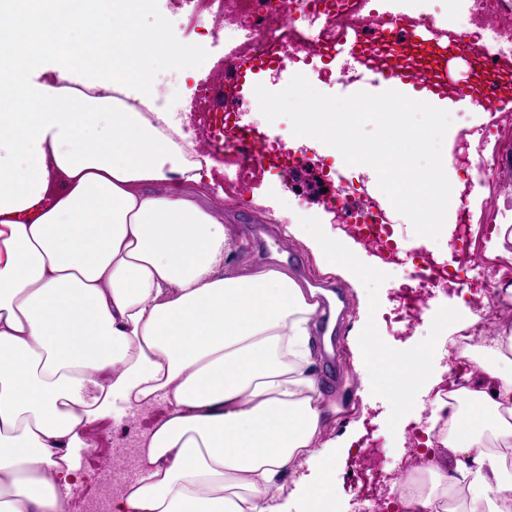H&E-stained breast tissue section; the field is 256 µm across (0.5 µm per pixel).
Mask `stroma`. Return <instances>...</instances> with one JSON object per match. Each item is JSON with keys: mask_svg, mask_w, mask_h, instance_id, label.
Wrapping results in <instances>:
<instances>
[{"mask_svg": "<svg viewBox=\"0 0 512 512\" xmlns=\"http://www.w3.org/2000/svg\"><path fill=\"white\" fill-rule=\"evenodd\" d=\"M159 22L164 25L169 44L191 42L202 54L195 77L182 83L177 103L168 107L182 133L194 142H201L209 115L220 104L216 89L224 75V41L195 25L189 10L170 12L166 0H153L150 9L139 16L137 25L149 28ZM202 87L208 93L200 104L195 92ZM239 108L243 122L263 129L272 139L290 142L292 150L302 151L305 162L285 172L275 169L264 173L254 182L250 194L240 198L224 189L223 156L211 154L212 183L197 199L214 213L234 240L224 260L226 272L288 271V263L280 256L266 261L257 259L249 229L251 225L261 224L278 234L285 225L292 224L296 233L288 247L309 269L307 278L300 280V287L327 282L338 287L346 299L339 329L333 335V342L341 351L337 366L339 381L325 389L334 411L322 429L320 440L329 447L335 512H352L353 489L363 479L355 466L363 443L369 439L376 441L381 464L391 471L401 464L406 452L407 426L413 422L432 423L434 399L430 384L445 378L451 367L447 351L438 347L437 340L453 336L463 324L469 295L463 291L436 294L422 322L411 328L389 323L387 315L394 306L402 274L378 268L372 254L344 231L335 204L325 191L326 186L351 182L383 209H391V202L378 187L375 171L366 165L341 163L335 149L321 141L295 140L288 118L268 121L256 110L252 98L242 100ZM447 109L453 123L443 143V164L450 183L464 177L465 159L473 160L481 154L491 163V187L484 196L468 200L477 230L473 248L483 255L489 267L512 266V243L507 244L506 254L486 252L493 225H512V137L481 146L471 135L474 128L492 124L505 111L483 110L464 101L448 104ZM318 228L327 230L344 250L355 254L358 269L354 275L325 272L320 253L308 244ZM395 232L404 249L425 247L443 264L457 259L452 247L454 219H446L435 241L415 235L408 219L401 215L395 218ZM368 338L378 341L380 355L365 364L361 356ZM360 363L365 366L368 380H361L355 371ZM156 417L152 411L131 418L117 410L84 427L87 451L77 461L80 480L71 492V512H100L107 507L118 486L107 481L106 471H115L118 479L127 477L129 468L136 465L140 435ZM319 473L315 463L304 462L283 475L278 497L281 512H308L307 491Z\"/></svg>", "mask_w": 512, "mask_h": 512, "instance_id": "stroma-1", "label": "stroma"}]
</instances>
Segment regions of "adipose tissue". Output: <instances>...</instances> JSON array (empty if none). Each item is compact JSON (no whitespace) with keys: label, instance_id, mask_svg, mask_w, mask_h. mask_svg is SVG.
Listing matches in <instances>:
<instances>
[{"label":"adipose tissue","instance_id":"adipose-tissue-1","mask_svg":"<svg viewBox=\"0 0 512 512\" xmlns=\"http://www.w3.org/2000/svg\"><path fill=\"white\" fill-rule=\"evenodd\" d=\"M131 20L117 0H0V144L24 158L0 166V512H70L82 428L119 403L166 413L112 512H279L277 477L326 458L316 305L286 272L225 273L230 239L185 193L210 161L142 66L164 46L186 77L200 55ZM30 33L67 49L53 82L16 51ZM484 374L457 392L484 405L471 422L436 399L458 436L429 473L467 484L468 512H512V470L482 445L512 446V373Z\"/></svg>","mask_w":512,"mask_h":512}]
</instances>
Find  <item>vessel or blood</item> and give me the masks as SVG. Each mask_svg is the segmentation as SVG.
I'll return each mask as SVG.
<instances>
[{"mask_svg":"<svg viewBox=\"0 0 512 512\" xmlns=\"http://www.w3.org/2000/svg\"><path fill=\"white\" fill-rule=\"evenodd\" d=\"M391 44L401 51L400 60L381 56L383 45ZM357 59L361 75H382L389 89L417 91L425 101L468 100L486 108L512 103V67L491 61L469 47L465 37L449 38L438 25H416L389 22L387 27L367 26L345 31L339 45ZM456 51L471 63V78L465 86L448 80V54ZM249 70L240 60L224 65V87L244 92Z\"/></svg>","mask_w":512,"mask_h":512,"instance_id":"1","label":"vessel or blood"}]
</instances>
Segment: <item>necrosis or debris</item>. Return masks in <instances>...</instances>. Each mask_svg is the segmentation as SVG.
<instances>
[{
    "mask_svg": "<svg viewBox=\"0 0 512 512\" xmlns=\"http://www.w3.org/2000/svg\"><path fill=\"white\" fill-rule=\"evenodd\" d=\"M214 7L211 27L223 31L228 47L237 49L255 65L288 64L295 69L314 67L320 81L333 79L326 64L336 58V46L349 27H364L378 19V12L367 11L366 0H248L247 10L231 7L229 0H210ZM469 44L486 56L504 60L512 57V0H471L466 23ZM253 144L252 158L241 157L237 138ZM224 164L235 168V186L245 193L253 178L266 168H286L294 154L282 145H273L269 137L256 127L242 123L234 104H226L222 116ZM356 198L351 185L336 191V206L349 233L362 245L373 250L380 265L400 266L411 262L412 269L393 322L414 321L426 301L438 290L456 286L468 289L473 318L447 344L452 355L449 376L440 387L441 397L459 411H466V400L456 398L461 378L471 369L489 361L483 339L488 328L506 317H512V304L494 293L495 283L512 276L508 268L493 270L483 267L471 255H463L456 266L438 265L432 255L418 249L404 253L394 237L393 221L385 210L369 196ZM411 451L404 466L394 473L380 471L379 455L374 447H366L361 455L363 471L372 472L373 481L362 484L355 495L357 505L385 498L392 481H399L400 493L394 497L396 512H402L408 499L427 496L430 483L423 465L420 448L422 431L409 430Z\"/></svg>",
    "mask_w": 512,
    "mask_h": 512,
    "instance_id": "1",
    "label": "necrosis or debris"
}]
</instances>
